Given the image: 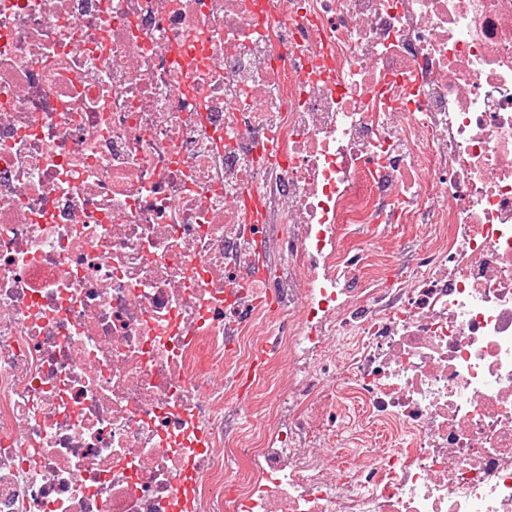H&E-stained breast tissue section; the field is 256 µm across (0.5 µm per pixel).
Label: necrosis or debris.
Here are the masks:
<instances>
[{"mask_svg":"<svg viewBox=\"0 0 512 512\" xmlns=\"http://www.w3.org/2000/svg\"><path fill=\"white\" fill-rule=\"evenodd\" d=\"M344 394L407 447L339 465ZM0 512H512V0H0ZM343 245L351 253L372 249L375 275L382 288L408 270L422 240V224H342ZM286 372V366L275 356L265 357L261 370L260 382L249 389L248 395L239 399V413L234 419L239 426L250 430L259 421V412L267 404L270 392L274 390L281 377Z\"/></svg>","mask_w":512,"mask_h":512,"instance_id":"4bbe7bcc","label":"necrosis or debris"}]
</instances>
